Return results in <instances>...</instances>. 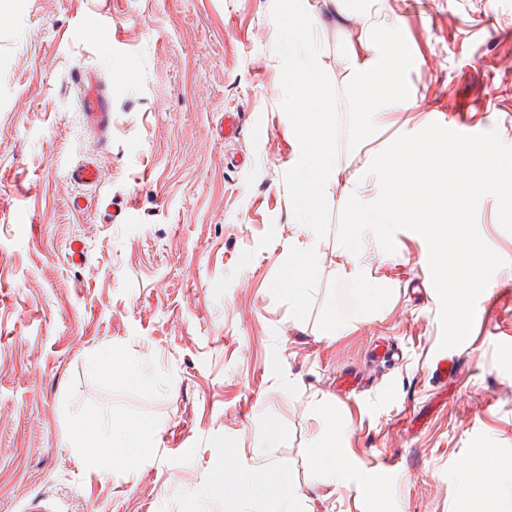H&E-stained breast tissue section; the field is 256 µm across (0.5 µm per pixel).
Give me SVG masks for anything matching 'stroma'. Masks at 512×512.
<instances>
[{
    "label": "stroma",
    "mask_w": 512,
    "mask_h": 512,
    "mask_svg": "<svg viewBox=\"0 0 512 512\" xmlns=\"http://www.w3.org/2000/svg\"><path fill=\"white\" fill-rule=\"evenodd\" d=\"M272 0H0V512H277V472L294 512H457L476 448L512 463V232L482 199L477 226L504 264L473 328L441 351L428 246L410 230L388 254L366 236V278L392 291L379 311L326 333L333 281L353 268L339 242L346 204L327 200L324 237L299 233L283 176L295 148L281 110ZM315 31L336 88L348 47L374 34L410 64V106L387 109L339 179L431 123L497 132L512 146V0H341ZM77 69L112 94V132L80 116ZM239 133L224 140V113ZM103 170L91 195L125 223L79 213L71 165ZM82 240L85 260L69 245ZM314 247L304 304L288 292L296 252ZM384 341L403 359L378 356ZM123 354L146 385L95 359ZM456 360L435 380L440 353ZM353 369L369 390L340 395ZM331 409L341 477L310 465ZM108 429L150 422L137 465L102 466L71 442L83 418ZM242 476L244 496L215 481Z\"/></svg>",
    "instance_id": "stroma-1"
}]
</instances>
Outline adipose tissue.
Returning a JSON list of instances; mask_svg holds the SVG:
<instances>
[{
  "label": "adipose tissue",
  "mask_w": 512,
  "mask_h": 512,
  "mask_svg": "<svg viewBox=\"0 0 512 512\" xmlns=\"http://www.w3.org/2000/svg\"><path fill=\"white\" fill-rule=\"evenodd\" d=\"M408 58L400 52L382 54L371 41L360 42L358 50L352 51L350 71L355 89L365 91L375 110L405 108L409 97L399 77ZM83 439L95 450L97 461L134 464L146 458L153 447V428L143 422L108 437H101V422L97 417H87L82 425ZM474 462L464 472L465 489L459 500L458 512H488V504L505 495V487L493 480L484 469L491 461L493 451L477 448L473 451Z\"/></svg>",
  "instance_id": "adipose-tissue-1"
}]
</instances>
